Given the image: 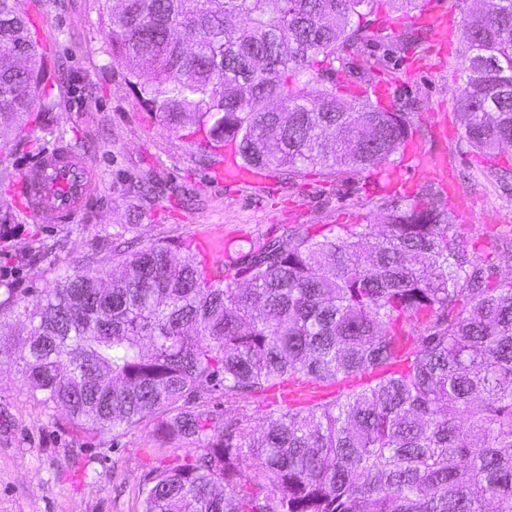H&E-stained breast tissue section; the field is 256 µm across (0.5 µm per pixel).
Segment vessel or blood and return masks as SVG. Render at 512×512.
<instances>
[{"instance_id": "1", "label": "vessel or blood", "mask_w": 512, "mask_h": 512, "mask_svg": "<svg viewBox=\"0 0 512 512\" xmlns=\"http://www.w3.org/2000/svg\"><path fill=\"white\" fill-rule=\"evenodd\" d=\"M412 21L429 31L433 46L447 51L456 28L437 0H427ZM403 159L409 174L387 181V191L413 198L422 183L435 182L449 203L459 207L460 222L468 221L469 214L462 209L463 199L457 191L454 161L447 153L429 151L415 138L405 145ZM213 178L227 186H264L269 175L265 169L242 165L230 148L225 151L223 162L214 169ZM19 182L26 189L22 213L38 221L48 217L58 224L72 223L96 188L89 161L63 145L39 157L20 174ZM223 241V232L207 228L195 235L191 246L202 264L211 268L224 262ZM321 392V386L308 381L292 380L280 386L282 400L296 406L319 398Z\"/></svg>"}]
</instances>
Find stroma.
Masks as SVG:
<instances>
[{
    "label": "stroma",
    "mask_w": 512,
    "mask_h": 512,
    "mask_svg": "<svg viewBox=\"0 0 512 512\" xmlns=\"http://www.w3.org/2000/svg\"><path fill=\"white\" fill-rule=\"evenodd\" d=\"M109 11L105 0H41L37 8L40 20L31 32L43 65L51 70L64 63L69 80L53 86L57 105L43 127L31 129L0 164V207L10 208L9 185L32 163L36 149L60 141L88 156L97 189L76 223H33L17 213L0 227L8 239L0 256L7 272L0 301L6 287L37 294L53 288L64 272L108 261V235L127 223L133 226L127 235L133 249L167 243L178 259L202 224L223 227L237 258L248 241L284 236L292 224H382L374 205L380 189L370 174L343 197L333 180L315 171L292 186L275 174L260 188L213 181L187 130L163 125L130 85L126 70L113 63ZM375 14L388 20L386 37L367 46L358 63L374 77H393L392 103L416 101L413 122L423 143L454 156L458 189L473 216L466 239L482 238L493 225L512 231V150L490 174L462 138L455 108L461 46L447 57L434 49L421 52V70L406 75L407 57L390 39L408 16L397 0H377ZM442 120L448 123L444 142L433 137L434 124ZM137 181L149 185L148 194L133 192ZM17 255L24 256L23 266L15 265ZM157 439L151 424L117 441L76 431L27 395L16 366H0V512H141L143 472L177 464L187 452L182 443L157 447Z\"/></svg>",
    "instance_id": "1"
}]
</instances>
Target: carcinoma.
<instances>
[{
    "label": "carcinoma",
    "mask_w": 512,
    "mask_h": 512,
    "mask_svg": "<svg viewBox=\"0 0 512 512\" xmlns=\"http://www.w3.org/2000/svg\"><path fill=\"white\" fill-rule=\"evenodd\" d=\"M374 0H123L112 56L174 129L234 144L247 166L291 183L310 168L341 194L418 135L410 113L336 89L364 86ZM425 30H400L397 49ZM455 97L485 160L512 145V0L468 13ZM328 76L312 92L306 85ZM24 0H0V153L54 99ZM418 202L383 191L371 224H297L250 242L248 266L207 271L112 234V263L0 302L17 335L0 365L69 423L112 438L157 422L195 447L144 473L141 512H512V278L465 240L432 185ZM292 379L347 381L331 399L284 406L257 429L250 398ZM221 391L224 413L200 402ZM222 490H217V487Z\"/></svg>",
    "instance_id": "carcinoma-1"
}]
</instances>
